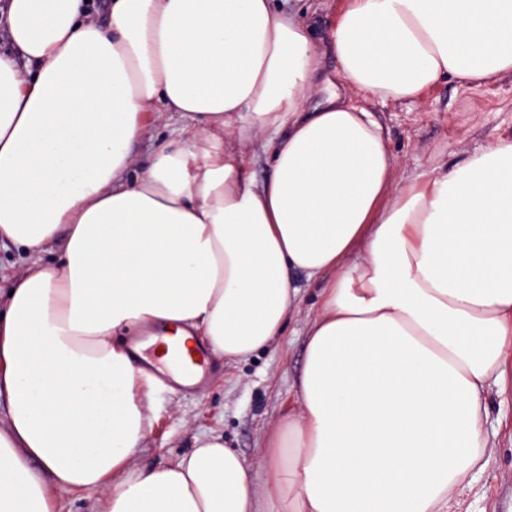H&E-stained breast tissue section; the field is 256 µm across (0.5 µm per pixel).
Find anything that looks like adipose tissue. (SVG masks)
Segmentation results:
<instances>
[{
    "label": "adipose tissue",
    "mask_w": 512,
    "mask_h": 512,
    "mask_svg": "<svg viewBox=\"0 0 512 512\" xmlns=\"http://www.w3.org/2000/svg\"><path fill=\"white\" fill-rule=\"evenodd\" d=\"M9 0L0 240L33 257L0 306V512H448L512 388V139L402 178L355 96L512 76V0H346L323 44L277 0ZM346 95L318 92L323 51ZM173 121L132 174L150 111ZM270 148L256 180L241 142ZM65 236L52 262L39 258ZM319 284L297 413L259 468L221 437L130 462L151 376L116 335L281 336ZM54 495L62 512H87L102 497V492L98 489L74 491L69 488H55Z\"/></svg>",
    "instance_id": "1"
}]
</instances>
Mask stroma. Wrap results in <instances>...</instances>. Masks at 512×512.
<instances>
[{
    "mask_svg": "<svg viewBox=\"0 0 512 512\" xmlns=\"http://www.w3.org/2000/svg\"><path fill=\"white\" fill-rule=\"evenodd\" d=\"M407 175L447 171L465 153L512 138V76L481 85L446 78L407 102L366 101ZM301 285L299 307L268 349L248 359L210 357L194 385L160 372L151 388V425L134 462L165 466L190 453L198 438L223 436L247 465H256L269 433L299 403L292 388L305 358L308 316L319 306V288ZM488 447L482 470L449 504L450 512H512V399L485 396Z\"/></svg>",
    "mask_w": 512,
    "mask_h": 512,
    "instance_id": "1",
    "label": "stroma"
}]
</instances>
